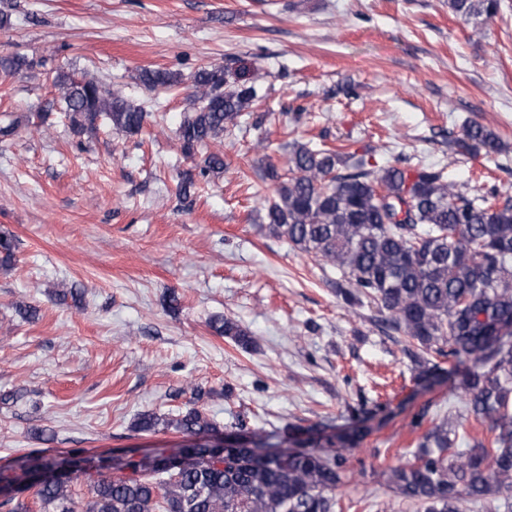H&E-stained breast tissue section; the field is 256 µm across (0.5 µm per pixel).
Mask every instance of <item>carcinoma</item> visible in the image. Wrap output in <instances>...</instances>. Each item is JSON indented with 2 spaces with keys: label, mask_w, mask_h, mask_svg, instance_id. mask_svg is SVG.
<instances>
[{
  "label": "carcinoma",
  "mask_w": 512,
  "mask_h": 512,
  "mask_svg": "<svg viewBox=\"0 0 512 512\" xmlns=\"http://www.w3.org/2000/svg\"><path fill=\"white\" fill-rule=\"evenodd\" d=\"M464 20L491 16L498 0H448ZM35 62L21 55L0 56V73L15 75ZM143 85L174 88L180 79L169 71L144 70ZM54 105L66 113L79 135L102 122L132 135L146 120L143 108L98 81L60 72L54 77ZM193 100L177 129L185 155L204 154L199 175L224 169V157L209 151L215 141L240 128L257 99L250 71L203 67L192 80ZM457 146L488 157L504 150L498 136L472 123ZM276 196L267 203L273 233L341 274L337 294L352 306L364 295L387 313L385 323L409 339L405 352L421 367L419 377L439 378L435 352L455 360L448 377H461L466 411L487 425L490 439H471L452 428L453 414L422 408L411 420L420 432L412 459L389 469L388 489L422 512H470L487 499L512 512V195L492 186L475 189L451 179L448 166H371L365 157L341 158L312 141L294 143L288 177L275 168ZM16 259V240L0 232V265ZM214 330L238 346H253L250 333L230 319ZM448 349H443V345ZM174 429L196 439L170 457V471L129 454L110 469L73 452L74 467L44 482L29 475L54 471L57 455L17 460L19 474L0 477L15 488L0 503L8 512H31L22 498L30 491L45 512H336V489L347 458L372 428L360 419L335 433L310 434L284 453L261 449L248 439L228 456L209 447L223 435L216 422L196 407L167 419L141 414L137 432ZM466 442L469 448L459 449ZM82 480L90 494L75 500L71 483Z\"/></svg>",
  "instance_id": "1"
}]
</instances>
